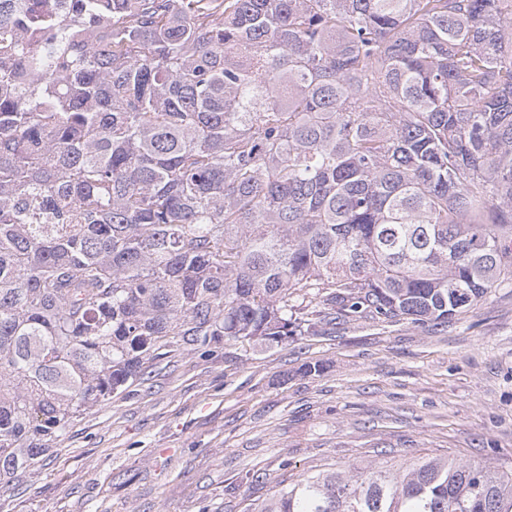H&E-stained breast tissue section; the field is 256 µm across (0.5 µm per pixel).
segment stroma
<instances>
[{
    "mask_svg": "<svg viewBox=\"0 0 512 512\" xmlns=\"http://www.w3.org/2000/svg\"><path fill=\"white\" fill-rule=\"evenodd\" d=\"M265 347L173 351L74 417L0 512H242L284 475L419 457L512 468V287L442 326L340 317ZM321 372L306 376L307 364Z\"/></svg>",
    "mask_w": 512,
    "mask_h": 512,
    "instance_id": "1",
    "label": "stroma"
}]
</instances>
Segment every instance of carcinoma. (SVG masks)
I'll list each match as a JSON object with an SVG mask.
<instances>
[{
	"label": "carcinoma",
	"mask_w": 512,
	"mask_h": 512,
	"mask_svg": "<svg viewBox=\"0 0 512 512\" xmlns=\"http://www.w3.org/2000/svg\"><path fill=\"white\" fill-rule=\"evenodd\" d=\"M512 282V0H0V484L169 348ZM245 512H512L420 458Z\"/></svg>",
	"instance_id": "obj_1"
}]
</instances>
